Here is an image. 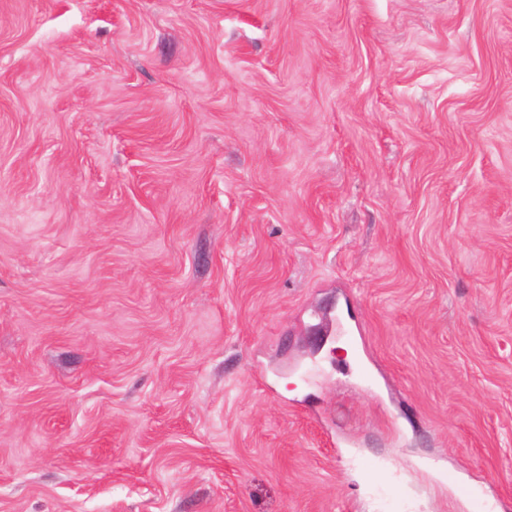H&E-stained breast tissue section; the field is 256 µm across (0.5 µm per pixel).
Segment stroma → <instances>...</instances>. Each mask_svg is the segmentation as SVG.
<instances>
[{"label":"stroma","mask_w":512,"mask_h":512,"mask_svg":"<svg viewBox=\"0 0 512 512\" xmlns=\"http://www.w3.org/2000/svg\"><path fill=\"white\" fill-rule=\"evenodd\" d=\"M0 512H512V0H0Z\"/></svg>","instance_id":"obj_1"}]
</instances>
